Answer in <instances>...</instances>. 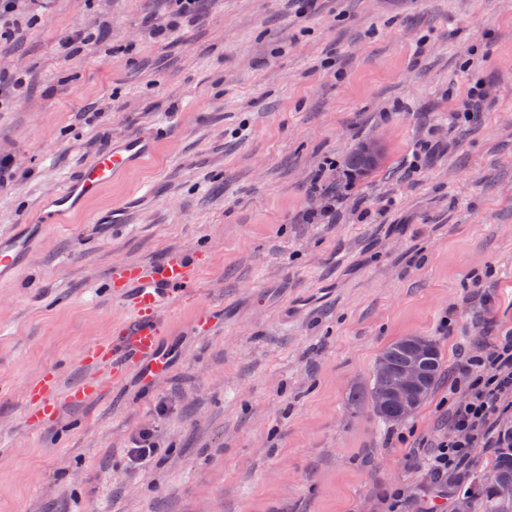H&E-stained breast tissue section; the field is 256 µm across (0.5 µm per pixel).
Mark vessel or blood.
<instances>
[{"instance_id": "1", "label": "vessel or blood", "mask_w": 512, "mask_h": 512, "mask_svg": "<svg viewBox=\"0 0 512 512\" xmlns=\"http://www.w3.org/2000/svg\"><path fill=\"white\" fill-rule=\"evenodd\" d=\"M155 138L152 132L135 134L99 153L53 194L51 209L41 215L42 223H62L66 213L141 160ZM30 248L29 239L19 234L0 236V285L23 263ZM198 274V262L185 252L171 253L158 262H127L115 267L109 286L113 297L125 304L129 319L115 329L108 342L82 352L80 361L90 380L66 388L58 374L41 379L39 398L26 414V423L38 426L47 417L61 419L68 403H91L100 393L101 382L116 384L135 371L164 370L167 362L161 340L166 315L175 304L196 298Z\"/></svg>"}]
</instances>
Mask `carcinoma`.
<instances>
[{
  "label": "carcinoma",
  "mask_w": 512,
  "mask_h": 512,
  "mask_svg": "<svg viewBox=\"0 0 512 512\" xmlns=\"http://www.w3.org/2000/svg\"><path fill=\"white\" fill-rule=\"evenodd\" d=\"M408 365L419 368L418 381L405 389L404 398L410 406L406 412L394 395L403 369ZM442 367L441 351L435 341L425 336H405L380 354L367 392L353 391V406L366 404L387 422H398L409 416L427 398ZM475 497L483 512H512V426H501L494 452L491 475L478 488Z\"/></svg>",
  "instance_id": "1"
}]
</instances>
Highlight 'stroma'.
Returning a JSON list of instances; mask_svg holds the SVG:
<instances>
[{
	"instance_id": "35a3bbf8",
	"label": "stroma",
	"mask_w": 512,
	"mask_h": 512,
	"mask_svg": "<svg viewBox=\"0 0 512 512\" xmlns=\"http://www.w3.org/2000/svg\"><path fill=\"white\" fill-rule=\"evenodd\" d=\"M0 35V235L127 136H169L33 234L0 287V512H451L424 466L448 432L460 350L512 336V0H18ZM76 29L97 31L81 50ZM22 93H14L15 80ZM489 106L461 111L469 86ZM378 140L383 165L349 177ZM423 141L439 143L415 163ZM333 185L332 218L305 223ZM187 252L198 300L171 311L169 370L105 385L29 428L42 374L126 318L113 266ZM404 336L437 342L428 399L396 423L352 391ZM155 428L144 467L125 450ZM352 151L357 154H350L348 158L347 164L352 170L359 173H364L374 170L380 166H375L379 162L382 153V147L378 141L369 140L361 142L357 144ZM358 155L362 157L368 165L375 167L369 168V166L365 164Z\"/></svg>"
}]
</instances>
